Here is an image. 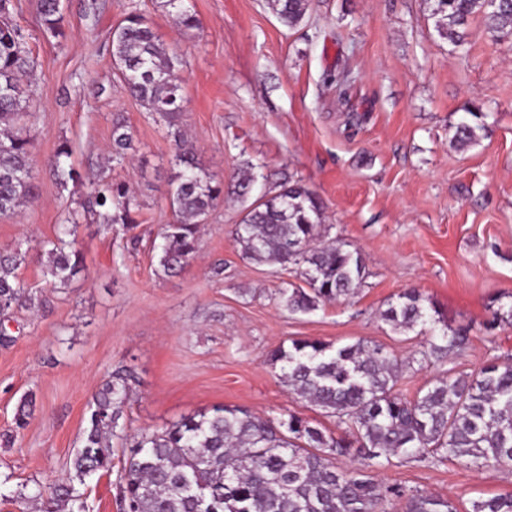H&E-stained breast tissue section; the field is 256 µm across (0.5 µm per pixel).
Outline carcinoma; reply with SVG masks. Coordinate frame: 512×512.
<instances>
[{
  "instance_id": "obj_1",
  "label": "carcinoma",
  "mask_w": 512,
  "mask_h": 512,
  "mask_svg": "<svg viewBox=\"0 0 512 512\" xmlns=\"http://www.w3.org/2000/svg\"><path fill=\"white\" fill-rule=\"evenodd\" d=\"M430 18L439 37L464 44L471 18L483 20L496 37L512 36V0H429ZM175 22L196 27V15L185 0H165ZM43 31L66 37L58 0H35ZM309 0H274L285 25L301 23ZM12 0H0V216L9 217L36 197L30 154L33 139L24 123L29 115L26 95L35 61L27 34L10 23ZM112 56L122 78L121 91L148 111L169 119L183 109L178 59L143 15L131 11L117 26ZM483 114L469 113L455 126L453 142L460 148L478 141ZM179 171L167 194L172 221L161 228L159 263L164 272H180L197 253L199 224L224 194V185L198 165L192 146L176 129ZM134 132L122 121L112 124V156L123 164L134 149ZM72 149L61 142L51 166L57 185L83 184L71 162ZM83 212L72 211L57 225L55 236L41 245L46 274L52 283L68 285L84 268L75 247L74 228L85 216L97 224L137 227L138 205L123 182L106 176L89 181ZM324 205L317 194L298 183H284L245 206L235 240L250 260L292 271L309 289L292 283L279 289L290 313H308L322 305L352 297L365 267L360 254L342 244L322 241ZM26 253L16 248L0 255V311L32 301L18 277ZM382 318L396 328H429L432 336L422 351L442 361L467 337L435 331L434 307L410 289L398 296ZM280 365L281 377L301 400L318 406L346 425L348 435L335 437L301 416L274 422L238 406H216L184 416L163 428L144 430L122 448L119 493L123 512H381L386 501L399 512H458L450 498L406 492L372 474L404 460L432 465L465 460L480 467L512 470V362L489 360L470 374L436 377L408 397L397 390L405 361L368 342L334 347L297 339L274 348L269 357ZM131 395L129 376H110L89 408L80 446L65 480L51 487L45 512H85L82 487L86 478L112 471V444L127 440L120 420ZM352 448L362 467L345 469L337 457ZM470 512H512V494H498L471 503Z\"/></svg>"
}]
</instances>
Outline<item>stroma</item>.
<instances>
[{"label":"stroma","mask_w":512,"mask_h":512,"mask_svg":"<svg viewBox=\"0 0 512 512\" xmlns=\"http://www.w3.org/2000/svg\"><path fill=\"white\" fill-rule=\"evenodd\" d=\"M37 66L26 124L34 141L36 198L0 217V251L24 244L18 271L34 307L0 314V512H30L22 489L66 475L89 404L123 368L134 376L127 435L157 429L218 405L278 421L295 413L342 436L333 415L281 380L269 354L295 339L335 346L382 345L407 366L411 396L435 376L468 373L512 358V324L486 329L498 300L512 295V39L471 19L466 45L440 39L427 0H309L304 20L280 23L271 0H187L196 28L175 25L162 0H61L66 37L47 36L34 0H13ZM143 14L182 61L184 110L176 123L201 168L224 184V199L200 232L180 275H166L157 247L172 219L176 173L169 126L120 92L112 30ZM485 131L452 142L467 112ZM131 126L137 150L112 178L139 205L134 232L80 223L85 270L65 288L43 272L40 246L87 192L61 190L48 165L59 142L93 176L112 151V120ZM254 170L252 197L301 181L325 206L326 241L358 251L365 276L355 297L292 314L279 299V267L247 259L235 241L243 201L235 176ZM415 288L467 344L440 362L423 360L426 337L381 314ZM32 396L25 428L15 414ZM381 479L454 500L512 493V473L463 461H410ZM118 472L88 478L86 512H121Z\"/></svg>","instance_id":"stroma-1"}]
</instances>
